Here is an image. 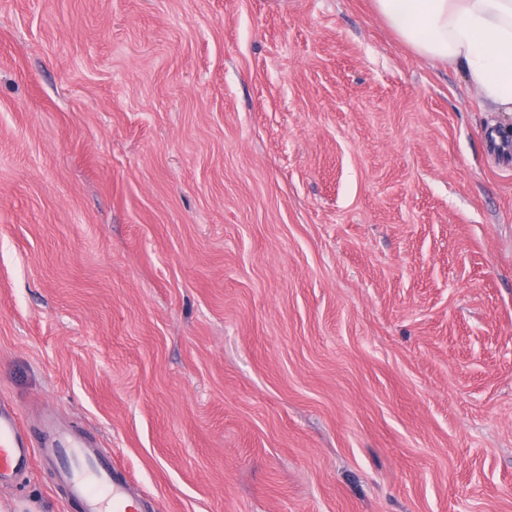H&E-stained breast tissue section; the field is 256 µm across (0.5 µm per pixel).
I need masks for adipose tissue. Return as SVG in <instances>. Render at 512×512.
<instances>
[{"label":"adipose tissue","instance_id":"obj_1","mask_svg":"<svg viewBox=\"0 0 512 512\" xmlns=\"http://www.w3.org/2000/svg\"><path fill=\"white\" fill-rule=\"evenodd\" d=\"M418 55L465 74L498 111L512 112V0H374Z\"/></svg>","mask_w":512,"mask_h":512}]
</instances>
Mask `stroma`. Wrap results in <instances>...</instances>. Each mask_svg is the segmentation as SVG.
Listing matches in <instances>:
<instances>
[{"instance_id": "obj_1", "label": "stroma", "mask_w": 512, "mask_h": 512, "mask_svg": "<svg viewBox=\"0 0 512 512\" xmlns=\"http://www.w3.org/2000/svg\"><path fill=\"white\" fill-rule=\"evenodd\" d=\"M506 125L373 0H0V407L155 512H512Z\"/></svg>"}]
</instances>
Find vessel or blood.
Listing matches in <instances>:
<instances>
[{"instance_id":"1","label":"vessel or blood","mask_w":512,"mask_h":512,"mask_svg":"<svg viewBox=\"0 0 512 512\" xmlns=\"http://www.w3.org/2000/svg\"><path fill=\"white\" fill-rule=\"evenodd\" d=\"M37 461L56 470L82 512H150L152 508L100 448L81 438L56 434L41 447H33L19 415L0 409V485Z\"/></svg>"}]
</instances>
